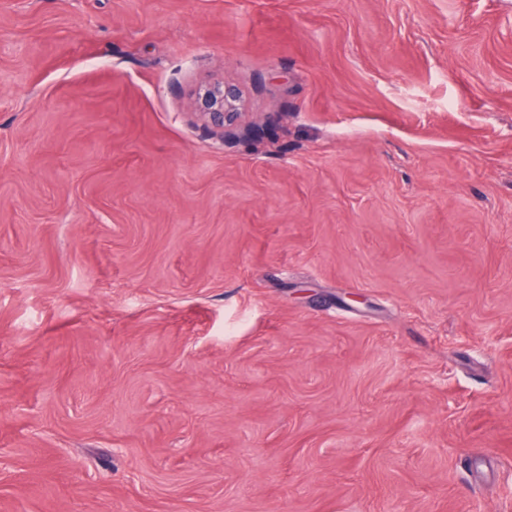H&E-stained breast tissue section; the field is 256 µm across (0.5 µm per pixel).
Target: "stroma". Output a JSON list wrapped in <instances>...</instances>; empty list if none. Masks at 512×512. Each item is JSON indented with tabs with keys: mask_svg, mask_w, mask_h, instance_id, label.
<instances>
[{
	"mask_svg": "<svg viewBox=\"0 0 512 512\" xmlns=\"http://www.w3.org/2000/svg\"><path fill=\"white\" fill-rule=\"evenodd\" d=\"M0 512H512V0H0ZM194 104L196 114L207 127L219 128L232 133L241 125L244 115L239 88L224 81H214L200 86Z\"/></svg>",
	"mask_w": 512,
	"mask_h": 512,
	"instance_id": "35a3bbf8",
	"label": "stroma"
}]
</instances>
